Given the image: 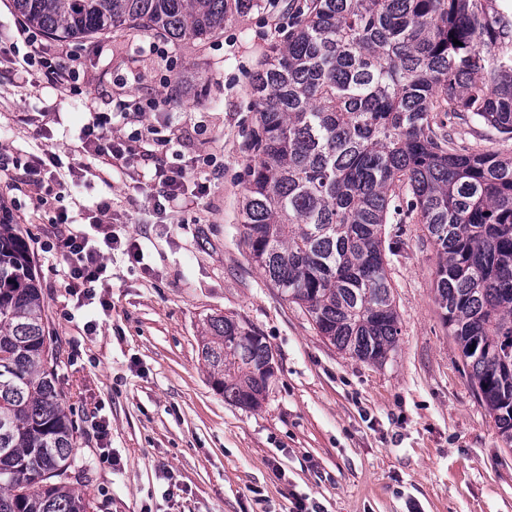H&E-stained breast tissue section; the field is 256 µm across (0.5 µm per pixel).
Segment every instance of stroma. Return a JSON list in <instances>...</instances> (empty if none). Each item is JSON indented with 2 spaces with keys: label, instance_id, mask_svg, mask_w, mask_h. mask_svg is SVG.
<instances>
[{
  "label": "stroma",
  "instance_id": "stroma-1",
  "mask_svg": "<svg viewBox=\"0 0 512 512\" xmlns=\"http://www.w3.org/2000/svg\"><path fill=\"white\" fill-rule=\"evenodd\" d=\"M259 0L200 43L149 49L156 34L102 36L83 51L82 93L45 87L38 74L0 70V206L30 246L58 350L63 405L77 421L75 454L87 464L98 512H512V448L475 394L434 300L438 263L421 225L403 227L390 264L400 335L383 365L349 357L318 336L249 260L239 202L254 155L251 77L284 42L296 6ZM196 80L194 90L181 81ZM132 95L159 107L127 121ZM112 115V136L140 129L143 144L110 183L82 173L77 136L89 112ZM54 148L59 193L40 204L16 186L30 155ZM185 167L194 208L157 210L160 164ZM112 200L120 246L108 256L101 302L76 297L56 247L54 218L102 241L95 205ZM136 242L139 258L125 245ZM265 336L275 375L261 407L217 391L201 355L210 315Z\"/></svg>",
  "mask_w": 512,
  "mask_h": 512
}]
</instances>
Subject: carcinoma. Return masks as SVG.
<instances>
[{"label": "carcinoma", "instance_id": "cac0c4a2", "mask_svg": "<svg viewBox=\"0 0 512 512\" xmlns=\"http://www.w3.org/2000/svg\"><path fill=\"white\" fill-rule=\"evenodd\" d=\"M60 39L143 29L203 42L256 0H12ZM461 45H456L453 40ZM255 154L241 241L319 336L359 361L395 350L388 277L423 225L439 257L435 303L471 384L512 448V152H462L453 120L512 141V6L501 0H310L250 84ZM19 225L0 221V512H95L71 490L75 421ZM201 354L224 399L265 400L275 357L255 329L207 318Z\"/></svg>", "mask_w": 512, "mask_h": 512}]
</instances>
